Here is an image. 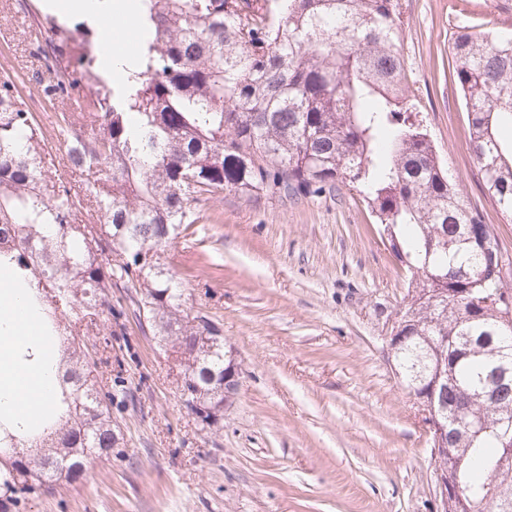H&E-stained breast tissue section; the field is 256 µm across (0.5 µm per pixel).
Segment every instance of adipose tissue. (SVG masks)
<instances>
[{
    "mask_svg": "<svg viewBox=\"0 0 512 512\" xmlns=\"http://www.w3.org/2000/svg\"><path fill=\"white\" fill-rule=\"evenodd\" d=\"M61 9L88 19L103 39H110L116 20L113 0H61ZM19 303L18 290L0 277V414L22 426L31 417L53 413L54 384L43 367L20 360V351L35 344L37 336L30 321L17 315Z\"/></svg>",
    "mask_w": 512,
    "mask_h": 512,
    "instance_id": "adipose-tissue-1",
    "label": "adipose tissue"
}]
</instances>
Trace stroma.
Listing matches in <instances>:
<instances>
[{"label":"stroma","instance_id":"35a3bbf8","mask_svg":"<svg viewBox=\"0 0 512 512\" xmlns=\"http://www.w3.org/2000/svg\"><path fill=\"white\" fill-rule=\"evenodd\" d=\"M25 12L24 0H0V75L22 76L64 177L57 109L37 92L40 63L19 26ZM399 12L418 117L512 258V221L483 188L448 51L462 30L512 32V0H399ZM189 220L166 264L188 312L207 314L241 365L223 429H201L184 408L132 290L113 289L112 365L99 373L126 392L112 403L122 444L28 512H435L430 435L385 351L407 276L356 192L288 205L227 192L194 204Z\"/></svg>","mask_w":512,"mask_h":512}]
</instances>
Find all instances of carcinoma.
I'll return each mask as SVG.
<instances>
[{
    "label": "carcinoma",
    "instance_id": "carcinoma-1",
    "mask_svg": "<svg viewBox=\"0 0 512 512\" xmlns=\"http://www.w3.org/2000/svg\"><path fill=\"white\" fill-rule=\"evenodd\" d=\"M142 39L117 60L125 72L111 89L85 22L70 28L36 4L34 41L52 82L50 104L77 98L58 134L71 172L84 178L76 198L52 174L47 139L19 83L0 77V270L21 289L41 336L20 353L51 362L59 415L21 428L0 417V512L79 480L89 457L112 456L120 433L86 341L101 335L112 286L133 288L138 316L164 347L192 336L181 373L185 406L209 429L224 427V336L206 315L185 311L164 253L192 204L224 192L296 203L341 184L354 190L387 235L408 287L455 289L435 305L411 298L419 329L396 355L404 387L435 405H465L486 419L476 438L448 433L462 458L465 506L448 512H498L483 504L496 479L512 499V469L491 468L508 452L497 435L493 346L502 309L470 307L508 287L501 249L484 250L480 212L448 178L417 120L399 48L396 0H138ZM452 76L465 101L471 152L484 189L512 217V39L461 31L451 46ZM97 224L75 221L79 207ZM452 382L430 391L438 364ZM201 403L199 411L192 401Z\"/></svg>",
    "mask_w": 512,
    "mask_h": 512
}]
</instances>
